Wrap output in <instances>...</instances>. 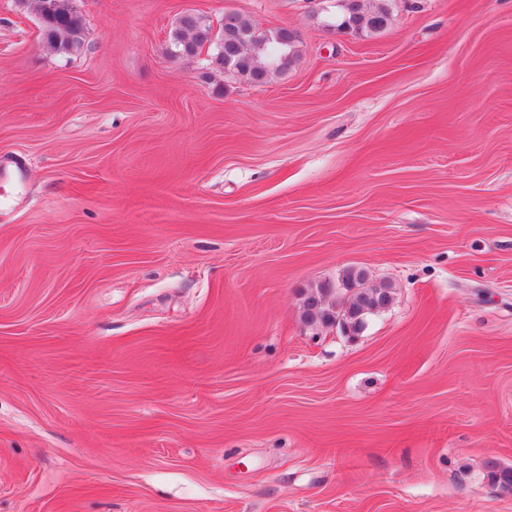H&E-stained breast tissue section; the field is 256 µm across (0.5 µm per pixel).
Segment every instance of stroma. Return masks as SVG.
<instances>
[{
	"mask_svg": "<svg viewBox=\"0 0 512 512\" xmlns=\"http://www.w3.org/2000/svg\"><path fill=\"white\" fill-rule=\"evenodd\" d=\"M0 0V512H512V0ZM292 26L253 85L185 12ZM364 269L355 335L300 320ZM38 22L42 47L49 53L76 54L85 42V20L72 0H17ZM230 14L232 26L239 35L234 50L225 51L223 43L211 40L209 26H202L199 19L183 14L169 32V53L193 58L208 44L213 46L211 65L254 85L266 84L288 69L296 55L297 39L286 40L281 28L262 30L239 12L230 11ZM367 274L362 269H346L339 284L319 281L303 290L300 319L307 327L325 328L333 317H342L356 332L368 315L385 307L392 298V288L381 283L371 287L365 284Z\"/></svg>",
	"mask_w": 512,
	"mask_h": 512,
	"instance_id": "1",
	"label": "stroma"
}]
</instances>
